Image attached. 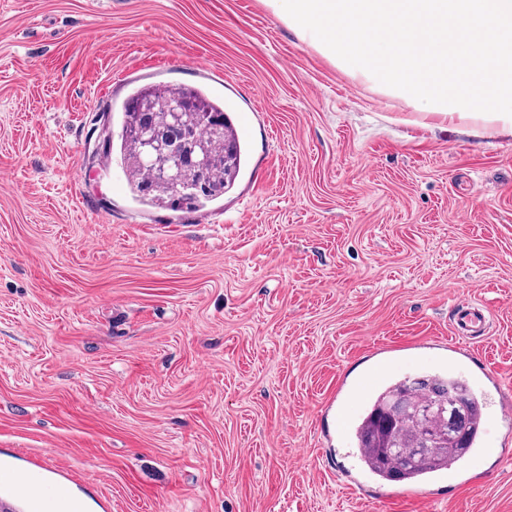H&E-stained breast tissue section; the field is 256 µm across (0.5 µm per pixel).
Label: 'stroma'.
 Instances as JSON below:
<instances>
[{
	"instance_id": "35a3bbf8",
	"label": "stroma",
	"mask_w": 512,
	"mask_h": 512,
	"mask_svg": "<svg viewBox=\"0 0 512 512\" xmlns=\"http://www.w3.org/2000/svg\"><path fill=\"white\" fill-rule=\"evenodd\" d=\"M158 83L248 148L195 211L113 179L115 104ZM461 303L486 330L456 336ZM382 364L466 379L493 452L391 492L345 424ZM505 398L512 136L412 111L261 0H0L1 465L85 512H512Z\"/></svg>"
}]
</instances>
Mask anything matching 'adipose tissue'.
Segmentation results:
<instances>
[{"mask_svg": "<svg viewBox=\"0 0 512 512\" xmlns=\"http://www.w3.org/2000/svg\"><path fill=\"white\" fill-rule=\"evenodd\" d=\"M301 40L415 111L512 134V0H262Z\"/></svg>", "mask_w": 512, "mask_h": 512, "instance_id": "adipose-tissue-1", "label": "adipose tissue"}]
</instances>
